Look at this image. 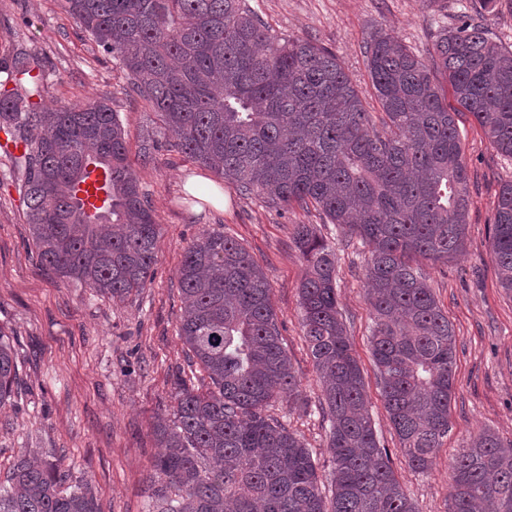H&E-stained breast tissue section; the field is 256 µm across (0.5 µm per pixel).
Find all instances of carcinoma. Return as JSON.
Returning a JSON list of instances; mask_svg holds the SVG:
<instances>
[{
	"label": "carcinoma",
	"instance_id": "obj_1",
	"mask_svg": "<svg viewBox=\"0 0 512 512\" xmlns=\"http://www.w3.org/2000/svg\"><path fill=\"white\" fill-rule=\"evenodd\" d=\"M65 10L127 72L188 158L245 194L312 205L369 247L381 396L408 465L431 468L450 430L456 335L417 261L446 264L463 251L469 199L458 110H448L430 66L392 34H371L379 129L335 55L272 33L244 0H65ZM433 66L493 147L512 157V48L465 21L440 33ZM2 72L16 87L0 93V131L25 146L12 163L41 260L113 300L146 287L158 224L115 112L105 101H32L46 74L29 55L0 61ZM92 166L108 176V207L95 220L74 200ZM292 238L307 266L302 328L324 384L331 498L310 450L266 413L299 395L268 278L237 241L212 231L188 246L178 269L179 336L210 386L178 381L172 413L155 424L163 451L152 462L148 512H418L366 409L336 295V254L310 224L294 225ZM491 254L512 295V182L498 196ZM17 383L13 340L0 329V405ZM451 479L448 512H512V444L480 433ZM71 480L26 451L0 485V512H99L91 490Z\"/></svg>",
	"mask_w": 512,
	"mask_h": 512
}]
</instances>
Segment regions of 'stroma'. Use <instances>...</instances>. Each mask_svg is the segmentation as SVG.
Instances as JSON below:
<instances>
[{
    "label": "stroma",
    "mask_w": 512,
    "mask_h": 512,
    "mask_svg": "<svg viewBox=\"0 0 512 512\" xmlns=\"http://www.w3.org/2000/svg\"><path fill=\"white\" fill-rule=\"evenodd\" d=\"M279 35L331 50L361 90H369L365 44L375 29L399 37L431 62L439 33L460 16L479 15L502 45L512 46V0L483 13L478 0H246ZM39 57L47 69L45 101H106L126 131L129 164L159 224L151 280L124 301L94 295L41 263L26 223L20 175L0 150V327L12 332L18 392L0 406V477L29 448L91 488L99 512H147L148 475L158 453L157 420L173 404L176 380L206 389L178 337L183 313L177 271L203 232L221 231L264 269L281 335L300 381L296 400L277 399L271 415L313 453L323 493L333 464L330 424L320 413L323 385L303 336L299 287L306 267L292 240L297 224L314 225L336 254V292L364 377L368 410L391 466L419 512H447L450 469L479 433L512 443V297L499 285L489 238L499 191L512 181V158L494 149L474 117L456 118L468 173L467 247L448 264L422 261L428 283L456 332L450 431L432 467L412 470L399 449L371 353L372 319L358 239L327 223L315 208L282 207L243 195L189 159L142 98L129 93L124 71L64 9V0H0V59ZM192 176L212 180L223 207L191 196Z\"/></svg>",
    "instance_id": "1"
}]
</instances>
